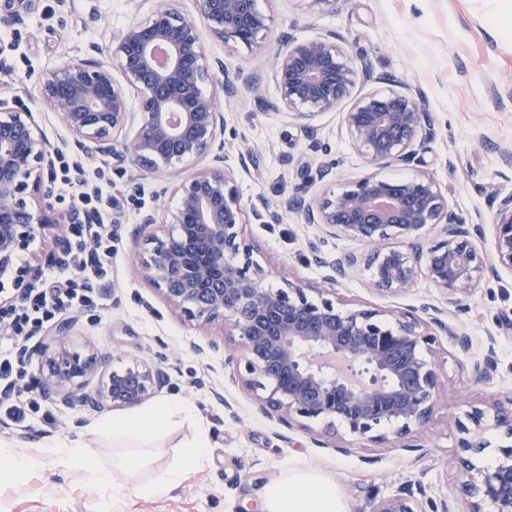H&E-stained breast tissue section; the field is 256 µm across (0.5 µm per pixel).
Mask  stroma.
<instances>
[{
    "mask_svg": "<svg viewBox=\"0 0 512 512\" xmlns=\"http://www.w3.org/2000/svg\"><path fill=\"white\" fill-rule=\"evenodd\" d=\"M260 5L271 13L276 29L292 30L300 38L337 31L354 52L366 57L374 78L393 74L424 92L437 128L424 159L440 180L449 206L480 218L482 248L490 250L494 229L489 201L512 192V166L499 154L500 148L512 149V33L500 24L501 18L512 20V0H348L342 10L321 14L306 12L301 0H260ZM155 6V0H98L96 8L82 5L72 10L59 0H36L23 24L0 27V68L20 81L22 105L35 112L58 153L82 168L89 182L108 185L111 200L105 215L121 216L106 277L119 301L73 313V343L91 345L117 367L135 360L165 361L171 384L157 398L183 402L187 416L153 438L144 465L118 472L112 484L94 478L95 472L111 470L126 454L107 426L112 412L78 418L43 399L25 425L0 416V446L40 460L36 466L0 473V512H260L261 488L298 467L317 468L336 481L347 512H363L371 497L391 495L407 481L422 484L434 501L457 499L458 420L485 397L512 392V340L490 337L497 317L512 311V273L482 285L458 319L473 340L474 356L496 348L499 369L491 384H470L468 358L446 339L432 345L430 358L444 392L424 428L423 449L409 452L356 443L348 454H330L314 447L310 434L261 415L253 395L236 380L234 365L225 363L223 354L195 352L196 333L170 312L138 272L131 232L141 208L154 205L155 190L171 184L172 176L143 175L138 177L139 190H131L132 170L75 152L56 115L46 111L39 98L42 73L84 56L90 43L103 42L111 30L148 16ZM204 44L208 56L223 59L230 72L264 75L263 93L276 99V87L268 78L272 46L231 50L210 38ZM374 78L359 82L353 98L375 90ZM223 109L228 133L264 154L260 168L244 172L238 168L236 151H229L227 165L236 171L240 192L246 198L275 197L285 174L282 160L303 151L302 136L286 112L262 110L250 95L224 101ZM317 136L330 144L345 178L364 172L365 163L351 149L339 112L320 117ZM480 137L490 142V149L476 147ZM246 236L271 269L270 284L295 278L322 284V270L307 262L311 246L319 241L317 227L291 217L280 224L247 225ZM336 301L381 310L446 303L423 278L402 294L377 293L362 266L337 284ZM199 431L208 445L201 462L170 494H144L154 471L180 456ZM64 442L90 448V469L72 467L60 450Z\"/></svg>",
    "mask_w": 512,
    "mask_h": 512,
    "instance_id": "35a3bbf8",
    "label": "stroma"
}]
</instances>
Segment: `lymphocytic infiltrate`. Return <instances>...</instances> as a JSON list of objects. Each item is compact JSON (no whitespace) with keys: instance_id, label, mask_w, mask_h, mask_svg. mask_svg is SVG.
Wrapping results in <instances>:
<instances>
[{"instance_id":"f902f5d3","label":"lymphocytic infiltrate","mask_w":512,"mask_h":512,"mask_svg":"<svg viewBox=\"0 0 512 512\" xmlns=\"http://www.w3.org/2000/svg\"><path fill=\"white\" fill-rule=\"evenodd\" d=\"M102 187L72 195L71 206L89 210L94 215L90 224L73 228L75 257L48 267L43 279L22 303L5 308L0 321L5 332L0 335V416L17 423L26 422L35 398L32 391L16 389L14 375L23 368L15 350L21 340H29L60 315L81 310L93 303L95 288L112 266V232L104 222L100 209Z\"/></svg>"}]
</instances>
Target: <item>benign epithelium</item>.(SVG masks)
<instances>
[{"label": "benign epithelium", "instance_id": "7a95c632", "mask_svg": "<svg viewBox=\"0 0 512 512\" xmlns=\"http://www.w3.org/2000/svg\"><path fill=\"white\" fill-rule=\"evenodd\" d=\"M32 0H0V26L23 22ZM176 0H165L151 15L133 19L94 43L86 57L46 72L39 82L45 108L71 136V147L85 155L129 165L136 171L178 173L203 166L173 188L177 205L140 214L132 232L139 273L171 310L210 350L243 367V385L259 410L288 428L319 429L318 447L345 453L340 433L353 440L390 443L415 450L406 439L423 438L442 383L426 352L437 337L467 357L472 341L454 323L464 301L489 274L512 272V192L490 205L493 250L476 240L482 225L448 205L423 153L434 139V119L424 95L403 80L383 75L384 88L357 100L341 113L351 147L368 170L341 181L340 161L316 135V122L350 96L359 78L370 76L365 58L344 46L342 36L320 33L300 39L277 37L271 79L277 100L261 95L263 78L232 74L221 60H210L202 31L226 46L248 50L267 43L274 19L258 0H193L184 14ZM313 12L341 9L348 0H305ZM136 93L140 119L131 123L130 93ZM254 97L264 110L288 111L306 138V153L284 158L288 181L332 185L337 191L317 199L283 189L278 198L259 196L246 204L234 170L226 166L224 112L218 93ZM55 148L30 110L17 98L0 97V282L11 281L14 299L25 296L32 278L14 266L34 238L58 224H88L79 208L61 212L52 202ZM260 149L238 151L243 171L257 169ZM414 166L408 179H389L380 170ZM316 225L325 238L355 240L365 253L337 254L316 247L309 262L334 285L362 265L382 294L411 289L423 276L446 297L449 307L379 310L345 308L327 297L328 289L300 280L277 287L258 249L246 238L245 224H280L288 215ZM73 322L64 321L40 355L35 386L49 401L77 412L137 406L170 382L161 364L133 362L110 368L92 347L70 341ZM222 331V341L211 338ZM494 350L470 363L469 382L488 384L496 376ZM458 423L459 488L464 512H512V444L495 442L491 431L512 439V395L490 396ZM499 449L490 467L479 458ZM421 486L406 483L375 500L369 512H423Z\"/></svg>", "mask_w": 512, "mask_h": 512}]
</instances>
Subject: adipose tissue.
I'll use <instances>...</instances> for the list:
<instances>
[{
    "mask_svg": "<svg viewBox=\"0 0 512 512\" xmlns=\"http://www.w3.org/2000/svg\"><path fill=\"white\" fill-rule=\"evenodd\" d=\"M186 408L178 402L159 401L148 410L125 416L112 423V436L139 444L138 455L123 460L126 468L138 466L149 449L148 441L161 429L169 426ZM204 437H197L187 451L171 466L156 472L146 486L147 494L159 496L170 493L204 454ZM262 512H347L345 502L335 481L313 468L287 470L268 483L261 497Z\"/></svg>",
    "mask_w": 512,
    "mask_h": 512,
    "instance_id": "ef3b65f1",
    "label": "adipose tissue"
}]
</instances>
